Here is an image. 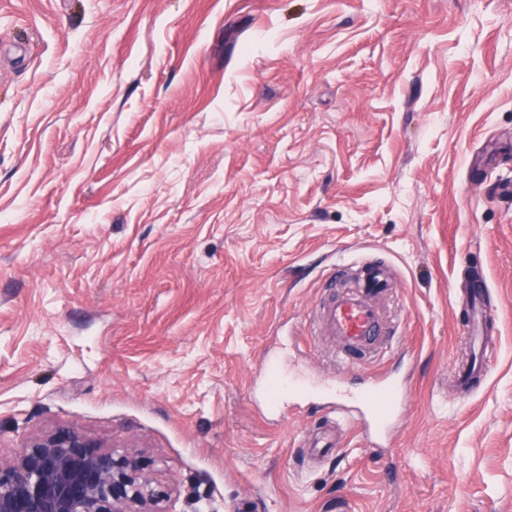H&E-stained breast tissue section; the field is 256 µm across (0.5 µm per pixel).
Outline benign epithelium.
Masks as SVG:
<instances>
[{
  "instance_id": "benign-epithelium-1",
  "label": "benign epithelium",
  "mask_w": 512,
  "mask_h": 512,
  "mask_svg": "<svg viewBox=\"0 0 512 512\" xmlns=\"http://www.w3.org/2000/svg\"><path fill=\"white\" fill-rule=\"evenodd\" d=\"M140 457L76 428L32 438L0 461V512H166Z\"/></svg>"
}]
</instances>
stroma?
I'll return each mask as SVG.
<instances>
[{
  "instance_id": "35a3bbf8",
  "label": "stroma",
  "mask_w": 512,
  "mask_h": 512,
  "mask_svg": "<svg viewBox=\"0 0 512 512\" xmlns=\"http://www.w3.org/2000/svg\"><path fill=\"white\" fill-rule=\"evenodd\" d=\"M512 0H0V453L139 452L168 512H512ZM341 257L392 269L387 448L255 398L330 379ZM497 343L449 378L472 275Z\"/></svg>"
}]
</instances>
